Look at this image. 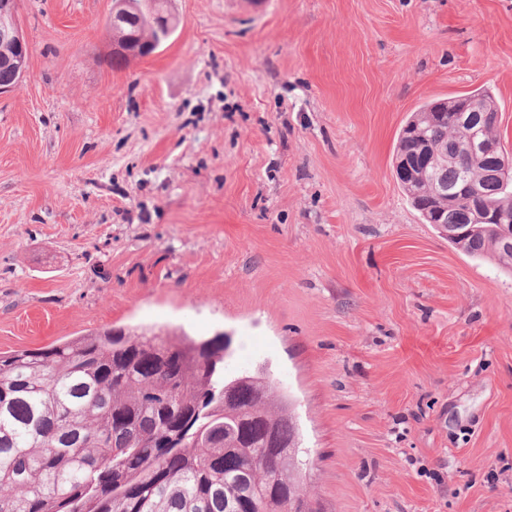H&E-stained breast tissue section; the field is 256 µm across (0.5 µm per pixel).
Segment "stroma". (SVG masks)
I'll return each instance as SVG.
<instances>
[{
  "label": "stroma",
  "instance_id": "1",
  "mask_svg": "<svg viewBox=\"0 0 512 512\" xmlns=\"http://www.w3.org/2000/svg\"><path fill=\"white\" fill-rule=\"evenodd\" d=\"M108 62L112 0H20L0 97V353L98 329L232 338L291 401L321 512H512V276L392 167L425 103L489 91L512 0H171ZM17 0L0 1V43L12 48L13 56L4 58V62L14 71V80L9 85L0 86L2 94L16 91L20 88L25 75L24 60L29 56L30 48L19 26ZM13 71L0 66V84L9 83L13 78ZM113 14H127L134 12L139 16L147 17L149 26L153 29H146L147 24L141 22L139 26L134 27V24H120L116 27L112 24L110 26V19L107 20L106 27L112 38L116 37V31L122 35L130 36L132 34H140L145 29L144 43L139 44L137 42H130L126 40H115L112 43V54L120 55L127 59L131 57L141 56L143 51V45L148 42L151 43L155 48L159 47L162 40L170 36L175 28V19L169 14L165 13L161 8L158 7L157 2L153 0H116L114 1ZM112 55L111 64L112 68H121L125 65L126 60Z\"/></svg>",
  "mask_w": 512,
  "mask_h": 512
}]
</instances>
